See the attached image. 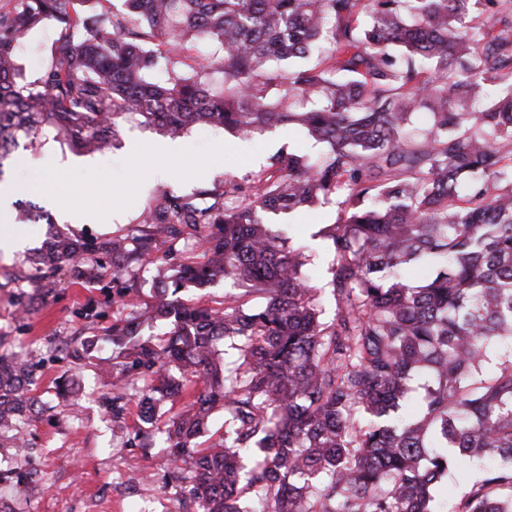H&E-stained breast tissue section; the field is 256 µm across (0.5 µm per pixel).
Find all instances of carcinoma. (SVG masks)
Segmentation results:
<instances>
[{"label": "carcinoma", "instance_id": "obj_1", "mask_svg": "<svg viewBox=\"0 0 512 512\" xmlns=\"http://www.w3.org/2000/svg\"><path fill=\"white\" fill-rule=\"evenodd\" d=\"M57 28L33 77L15 56L32 31ZM204 41L184 72L171 55ZM216 70L224 89L203 74ZM418 113L425 127L414 126ZM136 121L178 136L195 126L248 137L302 127L326 151L277 153L244 185L165 191L144 235L100 243L114 272L154 263L159 237L196 241L201 263L171 268L150 312L112 323L104 370L120 418L126 371L146 383L139 419L204 388L141 448H161L195 512H512V0H15L0 11V150L64 141L116 146ZM335 203L334 315L263 215ZM85 245L53 235L42 280ZM425 265L426 277L404 269ZM244 285L224 307L188 305L187 285ZM257 295L254 305L245 299ZM170 325L158 342L141 334ZM239 351L227 367L221 347ZM37 362L0 356V433L36 407ZM428 378L422 415L405 413ZM224 408V432L198 438ZM481 479L444 502L456 457Z\"/></svg>", "mask_w": 512, "mask_h": 512}]
</instances>
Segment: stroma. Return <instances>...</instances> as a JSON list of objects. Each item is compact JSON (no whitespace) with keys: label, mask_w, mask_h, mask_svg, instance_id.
Instances as JSON below:
<instances>
[{"label":"stroma","mask_w":512,"mask_h":512,"mask_svg":"<svg viewBox=\"0 0 512 512\" xmlns=\"http://www.w3.org/2000/svg\"><path fill=\"white\" fill-rule=\"evenodd\" d=\"M54 25L30 34L16 49L26 74H35L49 59ZM116 148L82 155L66 143L34 146L19 143L25 158L4 177L25 186L14 212L36 206L48 221L17 224L14 246L0 249V356L33 347L43 353L33 394L38 407L12 440L25 445L21 478L0 484V512H181L182 496L170 482L157 448L126 447V433L139 423V384L127 385L126 410L113 419L104 403L99 368L109 353L93 348L83 359L70 357L65 344L106 336L113 320L146 312L160 287L157 271L139 265L113 274L108 257L85 253L83 266L99 280L77 279L71 267L58 269L48 287H40L35 255L48 235L62 233L78 240L135 239L141 233L145 205L165 191L191 194L223 184L232 177L247 182L263 172L268 158L280 150L300 149L319 156L323 147L301 128L279 126L242 139L229 133L195 127L170 138L135 122L123 124ZM168 169L170 180L144 178L147 169ZM336 205L302 214H281L274 221L289 227L294 243L311 256L313 284L326 288L333 252L321 235L336 222ZM132 284L136 293H125ZM70 380L73 392L61 397L56 385ZM144 474L139 483L127 476Z\"/></svg>","instance_id":"35a3bbf8"}]
</instances>
